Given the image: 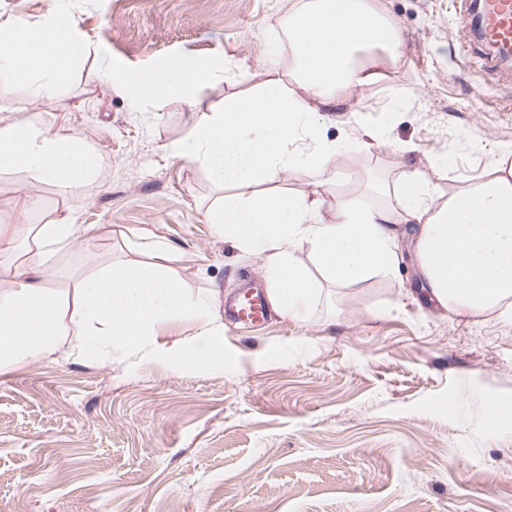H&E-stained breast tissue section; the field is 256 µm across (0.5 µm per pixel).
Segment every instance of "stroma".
I'll return each mask as SVG.
<instances>
[{"label": "stroma", "instance_id": "obj_1", "mask_svg": "<svg viewBox=\"0 0 512 512\" xmlns=\"http://www.w3.org/2000/svg\"><path fill=\"white\" fill-rule=\"evenodd\" d=\"M370 3L400 28V55L324 134L356 136L389 93L407 105L389 145L344 159L341 190L375 203L369 181L427 169L441 152L451 163L439 186L469 184L494 163L491 145L512 143V78L483 65L462 0ZM300 4L71 0L95 53L61 93L0 89V118L69 128L100 159L97 182L70 195L0 175V221L80 226L52 286L70 288L86 252L144 260L159 238L166 265L212 296L224 326V367L209 373L60 351L0 373V512H512V424L481 415L491 398L512 409V323L430 302L412 245L394 273L324 288L305 322L274 312L246 328L224 313L227 296L265 280L264 259L207 223L222 189L164 146L270 71L289 77L286 22ZM185 60L220 69L190 101L136 99L96 76L108 63L136 73Z\"/></svg>", "mask_w": 512, "mask_h": 512}]
</instances>
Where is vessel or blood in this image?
<instances>
[{
	"label": "vessel or blood",
	"instance_id": "b4317fda",
	"mask_svg": "<svg viewBox=\"0 0 512 512\" xmlns=\"http://www.w3.org/2000/svg\"><path fill=\"white\" fill-rule=\"evenodd\" d=\"M466 14L473 17L474 37L485 50L490 68H497L505 60H512V0H469ZM268 312L264 289L252 288L234 304L236 321L254 325L264 322Z\"/></svg>",
	"mask_w": 512,
	"mask_h": 512
}]
</instances>
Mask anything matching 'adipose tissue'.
Listing matches in <instances>:
<instances>
[{
	"label": "adipose tissue",
	"mask_w": 512,
	"mask_h": 512,
	"mask_svg": "<svg viewBox=\"0 0 512 512\" xmlns=\"http://www.w3.org/2000/svg\"><path fill=\"white\" fill-rule=\"evenodd\" d=\"M293 81L270 76L223 109L201 113L189 138L165 144L170 158L205 166L218 185L268 182L266 190L227 195L206 210L208 223L244 252L264 256L274 309L301 321L323 286L341 288L398 266V239L409 232L431 299L448 311L477 316L497 311L512 322V144H497L496 162L476 183L441 195L433 177L447 154L425 170H405L379 184L381 204H336L321 213L323 188L353 151L388 144V123L361 125L355 138L327 139L329 112L373 82L382 56L397 57L401 36L367 0H305L288 31ZM93 46L71 15L53 8L39 21L0 23V87L24 86L31 99L65 86ZM217 73L197 61L168 63L130 74L106 67L98 74L133 97L193 98ZM304 169L316 188L295 194L276 188L280 174ZM55 186L69 194L95 180L97 158L79 134L53 127L0 125V175ZM68 219H52L17 237L0 225V252L22 249L25 263L0 289V370L65 350L83 359L115 350L144 361L210 372L224 364L222 328L208 297L192 294L163 263L91 262L74 272L73 290L54 288L46 272L78 238ZM307 246L320 271L312 276L295 251ZM189 321L195 335L160 340L162 326Z\"/></svg>",
	"instance_id": "obj_1"
}]
</instances>
